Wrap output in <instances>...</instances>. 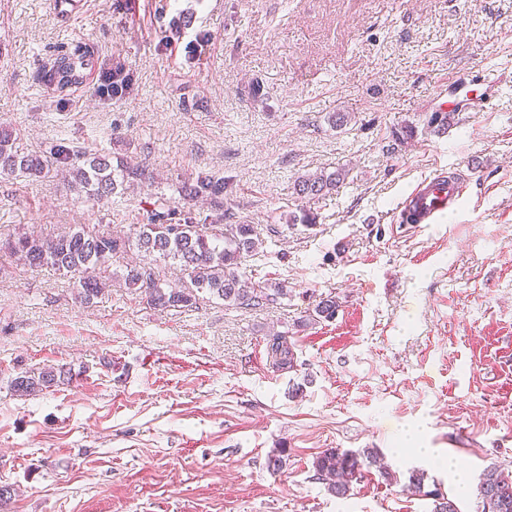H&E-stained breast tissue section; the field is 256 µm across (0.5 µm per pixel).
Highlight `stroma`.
I'll return each instance as SVG.
<instances>
[{"mask_svg":"<svg viewBox=\"0 0 512 512\" xmlns=\"http://www.w3.org/2000/svg\"><path fill=\"white\" fill-rule=\"evenodd\" d=\"M76 42L96 50L86 82L37 84ZM0 123L24 149L65 140L155 176L97 203L0 176V233L127 232L212 174L225 223L262 241L241 274L288 288L251 308L204 293L162 312L116 285L84 304L68 278L0 257V486L15 490L0 512H432L407 489L417 470L479 512L483 470L512 469V0H83L74 20L0 0ZM341 165L338 192L297 198L295 178ZM437 174L462 180L455 210L396 228ZM305 207L315 226L294 223ZM326 296L335 318L312 320ZM277 331L293 369L270 362ZM47 366L64 379L14 394ZM411 427L432 458L402 443ZM328 448L377 449L387 471L334 496L313 468ZM57 376L54 369L25 371L12 380V387L19 396H35L52 387L57 382Z\"/></svg>","mask_w":512,"mask_h":512,"instance_id":"obj_1","label":"stroma"}]
</instances>
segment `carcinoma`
<instances>
[{
    "label": "carcinoma",
    "mask_w": 512,
    "mask_h": 512,
    "mask_svg": "<svg viewBox=\"0 0 512 512\" xmlns=\"http://www.w3.org/2000/svg\"><path fill=\"white\" fill-rule=\"evenodd\" d=\"M94 50L87 44H76L58 55L52 64L43 66L36 74L38 83L59 94L81 86L93 67ZM0 174L14 178L49 179L60 176L70 186L83 193L89 201L118 197L135 186L153 182V174L144 165L119 162L112 165V156L89 150L70 149L60 145L55 160L20 147L19 138L9 127L0 128ZM344 168L325 169L297 177L294 190L301 199L325 196L343 184ZM181 195L190 201H208L213 214L206 221H197L191 208L179 212L178 222H168L156 213L148 224H139L134 232L118 234L101 232L96 228L79 226L68 230L35 234L23 227L0 238V253L31 269L50 268L73 282L77 296L86 304L105 293L107 283L140 292L153 308L165 311L189 308L197 304L199 294L207 292L226 302L240 306H255L269 299L263 289L241 278L237 268L255 255L262 240L251 224L237 226L235 235L224 236V179L200 174L181 182ZM135 247L148 254H158L179 267L180 285L171 287L162 282L154 269L129 265L115 278L103 272L112 265V257ZM336 300L321 298L314 307L316 318L335 317ZM268 354L272 364L281 370L294 368L293 344L288 333L269 338ZM53 369L25 371L12 380L19 396H35L57 382ZM377 462L376 452L342 451L330 448L316 457V476L327 490L338 496L346 495L353 483L362 478L364 469ZM407 489L425 493L434 500L432 512H457L453 500L439 489L424 491V473L415 472ZM481 512H512V470L492 465L482 473L477 485Z\"/></svg>",
    "instance_id": "obj_1"
}]
</instances>
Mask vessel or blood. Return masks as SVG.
<instances>
[{
    "mask_svg": "<svg viewBox=\"0 0 512 512\" xmlns=\"http://www.w3.org/2000/svg\"><path fill=\"white\" fill-rule=\"evenodd\" d=\"M464 185L455 177L439 175L424 180L405 198L397 215L400 226L417 230L432 224L461 198Z\"/></svg>",
    "mask_w": 512,
    "mask_h": 512,
    "instance_id": "b4317fda",
    "label": "vessel or blood"
}]
</instances>
